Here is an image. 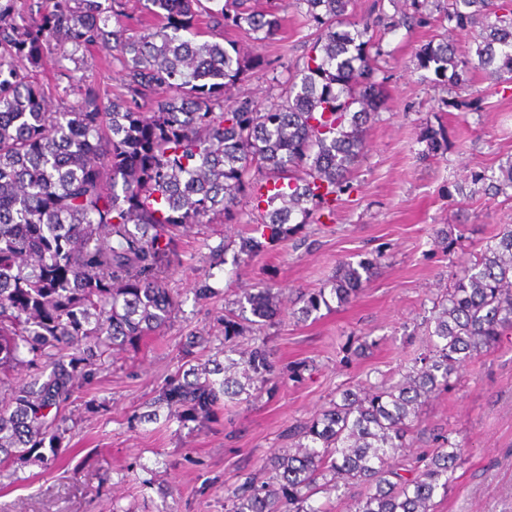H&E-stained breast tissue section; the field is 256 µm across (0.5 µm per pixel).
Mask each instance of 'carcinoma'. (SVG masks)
<instances>
[{"label":"carcinoma","instance_id":"obj_1","mask_svg":"<svg viewBox=\"0 0 512 512\" xmlns=\"http://www.w3.org/2000/svg\"><path fill=\"white\" fill-rule=\"evenodd\" d=\"M156 24L130 33L123 0H52V7L0 0V464L22 466L41 449L50 462L67 428L63 412L92 366L114 346L133 345L170 321L177 301L158 279L164 260L179 258L168 228L257 225L243 241L252 258L304 224L335 214L339 194L366 148V131L387 109L377 29L412 27L439 7L414 0L395 23L382 13L351 21V0H292L318 35L296 63L280 101L224 103V90L265 70L232 45L203 39L227 27L275 40L283 18L250 0H144ZM450 31L480 27L477 62L443 38L422 45L416 68L434 82L460 80L469 67L512 83V5L448 0ZM112 48L120 91L109 103L71 74L76 103L51 109L39 75L54 52ZM500 174L476 172L470 184L496 197L512 190V158ZM372 262L342 263L330 294L344 303L366 282ZM253 317L276 313L270 287L244 295ZM299 319L329 306L325 289L300 296ZM430 345L395 384L347 389L320 417L296 427L293 453L273 452L266 467L278 488L250 478L225 512H331L314 496L355 484L368 491L349 512H434L461 449L437 448L401 473L393 464L409 447L418 409L451 378L512 331V225L456 272L432 316ZM224 316V342L249 331ZM243 365L246 383L231 374ZM26 366L28 382L11 384ZM272 371L265 344L235 360L180 368L152 405L186 426L212 419L228 401Z\"/></svg>","mask_w":512,"mask_h":512}]
</instances>
